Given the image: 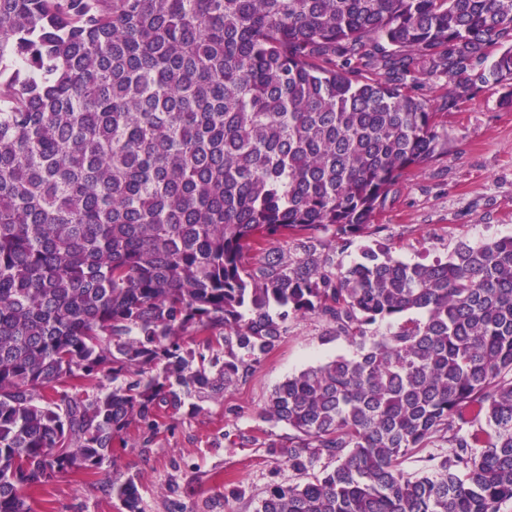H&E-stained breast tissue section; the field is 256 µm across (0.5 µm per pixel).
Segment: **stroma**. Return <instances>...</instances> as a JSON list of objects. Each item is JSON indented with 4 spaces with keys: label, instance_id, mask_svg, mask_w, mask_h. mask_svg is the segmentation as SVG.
Here are the masks:
<instances>
[{
    "label": "stroma",
    "instance_id": "1",
    "mask_svg": "<svg viewBox=\"0 0 512 512\" xmlns=\"http://www.w3.org/2000/svg\"><path fill=\"white\" fill-rule=\"evenodd\" d=\"M421 94L438 114L445 152L397 186L375 218L382 232L355 238L337 254L343 263L379 243L393 245L395 257L413 263L445 257L462 240L512 236V84L474 80L472 95L457 110L445 104V81L424 85ZM324 330L314 318L289 321L285 340L222 402L181 416L150 447L117 450L96 473L55 476L32 491L33 512H122L102 487L133 475L140 479L143 512H253L269 484L298 478L270 448L288 431L263 420L267 396L288 376L357 352L348 340L328 339ZM228 480L243 495L218 501Z\"/></svg>",
    "mask_w": 512,
    "mask_h": 512
}]
</instances>
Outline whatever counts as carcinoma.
Segmentation results:
<instances>
[{
	"mask_svg": "<svg viewBox=\"0 0 512 512\" xmlns=\"http://www.w3.org/2000/svg\"><path fill=\"white\" fill-rule=\"evenodd\" d=\"M492 55L480 80L511 81L512 0H0V512L150 445L307 317L357 354L269 394L275 452L320 471L254 512L512 504V237L336 260L439 151L419 87ZM108 491L142 512L137 478ZM438 447H430L425 450L412 454L403 463V468L410 473H422L428 463L425 461L429 454H448L451 449L447 443L438 442Z\"/></svg>",
	"mask_w": 512,
	"mask_h": 512,
	"instance_id": "1",
	"label": "carcinoma"
}]
</instances>
